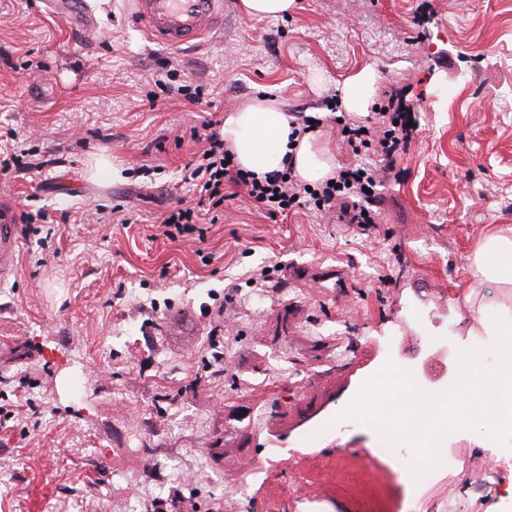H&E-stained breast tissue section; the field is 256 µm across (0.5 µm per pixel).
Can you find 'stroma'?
<instances>
[{
	"mask_svg": "<svg viewBox=\"0 0 512 512\" xmlns=\"http://www.w3.org/2000/svg\"><path fill=\"white\" fill-rule=\"evenodd\" d=\"M86 2L88 28L0 0V142L45 163L0 174V203L48 216L0 278V512H158L175 493L178 512H512L511 440L449 433L456 467L412 486L361 396L395 358L453 383L426 337L491 344L458 296L476 233L512 224V0H298L278 20L229 0L181 48L124 0ZM366 65L376 102L406 89L419 120L380 223L239 198L203 237L156 235L192 203V126L262 93L314 114ZM101 152L121 179L87 178Z\"/></svg>",
	"mask_w": 512,
	"mask_h": 512,
	"instance_id": "stroma-1",
	"label": "stroma"
}]
</instances>
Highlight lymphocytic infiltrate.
Returning <instances> with one entry per match:
<instances>
[{
    "label": "lymphocytic infiltrate",
    "instance_id": "obj_1",
    "mask_svg": "<svg viewBox=\"0 0 512 512\" xmlns=\"http://www.w3.org/2000/svg\"><path fill=\"white\" fill-rule=\"evenodd\" d=\"M414 119L415 114L403 96L395 93L379 107L373 125L342 123L339 133L347 149L356 156L371 153L380 157L382 167L377 170L360 163L343 166L332 182L312 188L301 184L289 169L260 181L253 172L237 168L213 122H203L191 130L192 138L202 143L203 149L184 177L196 193V204L172 209L160 226L192 234L201 219L217 223L224 215L225 190L229 187L242 188L248 202L272 217L304 208L335 213L343 224L378 223L383 185L379 173L395 169L407 152L414 134L410 126Z\"/></svg>",
    "mask_w": 512,
    "mask_h": 512
}]
</instances>
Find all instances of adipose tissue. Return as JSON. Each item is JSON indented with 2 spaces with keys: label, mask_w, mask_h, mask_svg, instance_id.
Listing matches in <instances>:
<instances>
[{
  "label": "adipose tissue",
  "mask_w": 512,
  "mask_h": 512,
  "mask_svg": "<svg viewBox=\"0 0 512 512\" xmlns=\"http://www.w3.org/2000/svg\"><path fill=\"white\" fill-rule=\"evenodd\" d=\"M381 80L372 66L354 70L338 82L339 103L344 112L366 115ZM290 117L277 98L261 96L224 116L221 134L239 168L264 175L293 166L299 180L324 183L336 173V150L320 134L307 132L296 146H289ZM467 279L461 301L475 317L469 332L500 339L496 372L478 370L483 350L475 346L462 357L454 396L460 409L481 408V416L468 421L473 432H485L499 401L512 397V224H496L482 231L466 256ZM499 290L488 300V287Z\"/></svg>",
  "instance_id": "ef3b65f1"
}]
</instances>
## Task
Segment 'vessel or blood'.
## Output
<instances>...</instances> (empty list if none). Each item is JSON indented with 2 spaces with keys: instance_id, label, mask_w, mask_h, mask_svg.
Returning a JSON list of instances; mask_svg holds the SVG:
<instances>
[{
  "instance_id": "obj_1",
  "label": "vessel or blood",
  "mask_w": 512,
  "mask_h": 512,
  "mask_svg": "<svg viewBox=\"0 0 512 512\" xmlns=\"http://www.w3.org/2000/svg\"><path fill=\"white\" fill-rule=\"evenodd\" d=\"M130 21L148 38L170 48L204 42L224 10L223 0H127ZM18 246L11 208L0 207V275L10 271Z\"/></svg>"
}]
</instances>
